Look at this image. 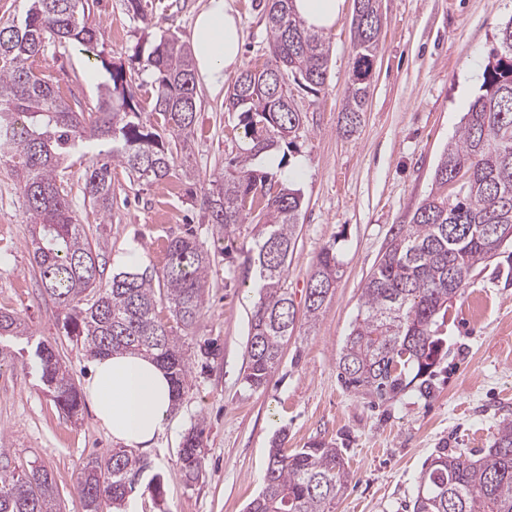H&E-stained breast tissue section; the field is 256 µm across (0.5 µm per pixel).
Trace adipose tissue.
<instances>
[{
    "instance_id": "1",
    "label": "adipose tissue",
    "mask_w": 512,
    "mask_h": 512,
    "mask_svg": "<svg viewBox=\"0 0 512 512\" xmlns=\"http://www.w3.org/2000/svg\"><path fill=\"white\" fill-rule=\"evenodd\" d=\"M296 14L316 31L332 29L345 0H293ZM242 28L232 0H208L194 24L193 56L199 75L221 87L239 64ZM101 425L113 439L130 448H146L164 432L174 405L165 371L153 360L133 352L95 358L84 387Z\"/></svg>"
}]
</instances>
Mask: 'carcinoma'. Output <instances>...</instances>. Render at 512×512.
<instances>
[{"label":"carcinoma","instance_id":"obj_1","mask_svg":"<svg viewBox=\"0 0 512 512\" xmlns=\"http://www.w3.org/2000/svg\"><path fill=\"white\" fill-rule=\"evenodd\" d=\"M352 19L354 79L339 130L360 123L368 79L383 26L380 0H357ZM89 0H20L15 16L0 25V157L16 160L21 189L34 224L30 253L44 291L63 313L67 335L83 339L93 357L134 352L168 373L180 398L188 370L177 337L157 318L156 293L147 273L120 272L101 282L97 255L60 177L68 156L99 145L86 171L82 195L95 209H112V164L125 166L139 182L174 173L166 138L176 137L188 153L197 109L194 59L178 38H162L147 56L137 48L129 64L107 61L97 51L98 31L88 22ZM271 59L261 69L236 76L225 107L240 113L248 147L230 159L205 195L209 221L226 232L255 222L249 268L262 293L251 319L244 380L264 385L276 369L281 347L293 335L297 310L284 288L289 253L303 207L298 189L276 180L257 164L274 150L291 147L303 128L302 113L288 88L270 96L272 73L282 71L310 89L324 87L329 47L306 27L292 0H266ZM73 47L100 60L108 74L100 84L93 117L74 110L45 75L33 68L49 46ZM153 74L151 112L160 127L148 126L127 69ZM436 191L417 207L412 223L402 224L362 288L358 313L338 361L344 383L377 395L394 396L406 375L421 379L417 390L432 393V378L444 339L440 328L448 303L459 297L473 268L512 243V19L499 29V50L485 66L478 95L457 139L448 144L435 171ZM163 298L185 327L203 309L210 267L208 251L190 235L166 247ZM336 251L322 250L310 275L304 319L314 325L336 284ZM20 317L0 312V338L25 336ZM34 362L56 405L78 415L81 395L54 349L40 341ZM203 429L192 428L180 450L188 480L202 467ZM148 462L131 448H114L81 468L77 490L83 512L121 509L136 492ZM342 450L315 442L291 454L270 450L262 491L247 512H333L348 480ZM57 494L46 469L35 464L0 470V512H57ZM412 512H512V420H504L486 455L472 458L440 452L418 478Z\"/></svg>","mask_w":512,"mask_h":512}]
</instances>
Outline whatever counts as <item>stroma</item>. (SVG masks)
I'll list each match as a JSON object with an SVG mask.
<instances>
[{
	"instance_id": "stroma-1",
	"label": "stroma",
	"mask_w": 512,
	"mask_h": 512,
	"mask_svg": "<svg viewBox=\"0 0 512 512\" xmlns=\"http://www.w3.org/2000/svg\"><path fill=\"white\" fill-rule=\"evenodd\" d=\"M89 21L99 32L105 60L127 61L135 46L163 35L190 40L207 0H142L143 17L127 0H92ZM244 29L241 65L269 57L265 0H233ZM384 26L371 77L367 110L351 134L339 130L352 75V12L326 32L328 79L311 91L289 83L303 129L286 154L265 165L299 188L304 204L284 286L296 309L321 251L336 249L341 277L316 326L298 320L268 382L243 379L253 310L260 290L245 268L253 225L219 237L202 199L225 161L246 146L238 113L225 92L197 83L191 136L192 181L181 176L138 183L112 168V211H96L81 193L72 208L99 256L101 279L125 270L132 249L140 269L161 277L166 246L193 229L211 250L202 315L184 327L158 302L156 313L186 355L188 383L156 444L141 449L162 482L161 496L145 488L131 498L139 512H246L262 489L273 442L285 452L322 441L341 448L350 478L334 512H410L418 477L439 452L468 455L490 448L503 419H512V245L472 271L464 293L448 308L447 341L423 397L408 386L381 401L347 390L338 357L354 324L361 289L392 232L410 223L435 189L436 165L461 129L482 81L512 0H381ZM35 66L72 105L94 107L106 75L78 50L50 51ZM31 226L10 158L0 159V311L25 319L34 340L50 343L84 388L93 358L67 336L62 317L45 294L27 245ZM203 427L202 471L186 481L178 453L184 435ZM90 403L70 418L46 394L27 352L0 359V446L9 467L45 466L58 492L59 512H82L76 492L84 462L115 448Z\"/></svg>"
}]
</instances>
